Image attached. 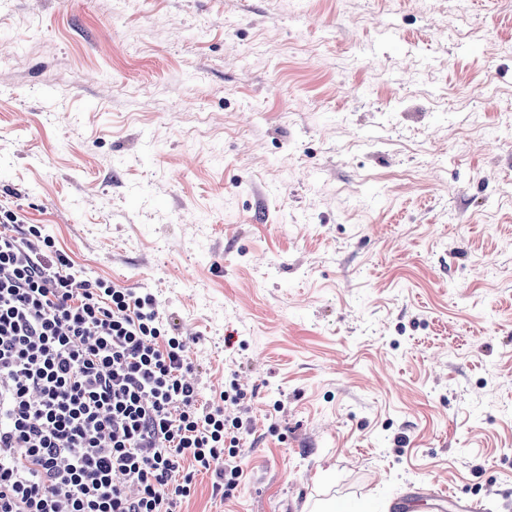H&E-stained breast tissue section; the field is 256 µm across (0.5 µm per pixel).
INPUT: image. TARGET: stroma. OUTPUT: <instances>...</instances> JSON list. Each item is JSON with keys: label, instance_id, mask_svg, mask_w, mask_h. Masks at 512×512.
Returning <instances> with one entry per match:
<instances>
[{"label": "stroma", "instance_id": "35a3bbf8", "mask_svg": "<svg viewBox=\"0 0 512 512\" xmlns=\"http://www.w3.org/2000/svg\"><path fill=\"white\" fill-rule=\"evenodd\" d=\"M510 42L512 0H0V208L251 406L184 512H512ZM447 498V493L427 489L414 493H408L398 499L396 509L399 512H417L421 508H431L437 502Z\"/></svg>", "mask_w": 512, "mask_h": 512}]
</instances>
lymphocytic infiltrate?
<instances>
[{
    "instance_id": "f902f5d3",
    "label": "lymphocytic infiltrate",
    "mask_w": 512,
    "mask_h": 512,
    "mask_svg": "<svg viewBox=\"0 0 512 512\" xmlns=\"http://www.w3.org/2000/svg\"><path fill=\"white\" fill-rule=\"evenodd\" d=\"M0 214V512H182L239 483L241 391L201 399L152 294L77 280L39 226Z\"/></svg>"
}]
</instances>
